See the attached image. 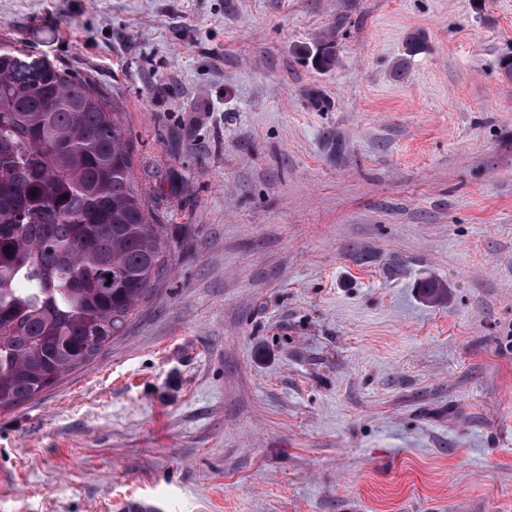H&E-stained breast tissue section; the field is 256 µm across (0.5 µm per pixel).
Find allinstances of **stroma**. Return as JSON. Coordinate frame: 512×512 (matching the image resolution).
<instances>
[{
  "instance_id": "1",
  "label": "stroma",
  "mask_w": 512,
  "mask_h": 512,
  "mask_svg": "<svg viewBox=\"0 0 512 512\" xmlns=\"http://www.w3.org/2000/svg\"><path fill=\"white\" fill-rule=\"evenodd\" d=\"M1 37L114 96L170 260L0 410V512H512V0H0Z\"/></svg>"
}]
</instances>
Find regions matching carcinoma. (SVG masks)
Wrapping results in <instances>:
<instances>
[{
	"mask_svg": "<svg viewBox=\"0 0 512 512\" xmlns=\"http://www.w3.org/2000/svg\"><path fill=\"white\" fill-rule=\"evenodd\" d=\"M168 251L115 102L0 39V409L91 363Z\"/></svg>",
	"mask_w": 512,
	"mask_h": 512,
	"instance_id": "obj_1",
	"label": "carcinoma"
}]
</instances>
